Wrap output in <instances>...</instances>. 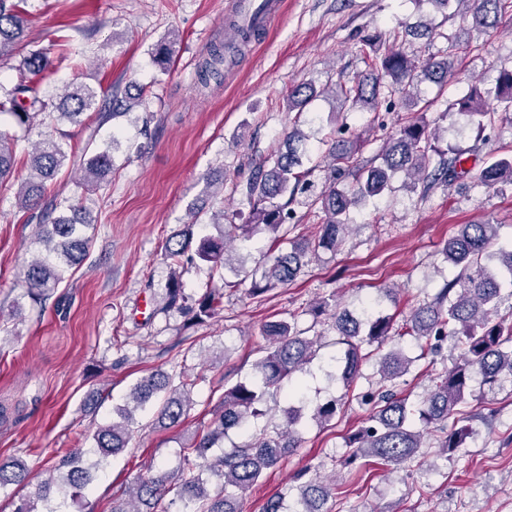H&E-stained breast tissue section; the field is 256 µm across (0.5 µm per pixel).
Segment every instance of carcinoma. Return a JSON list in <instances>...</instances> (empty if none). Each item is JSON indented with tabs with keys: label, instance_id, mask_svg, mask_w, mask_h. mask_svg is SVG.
Instances as JSON below:
<instances>
[{
	"label": "carcinoma",
	"instance_id": "1",
	"mask_svg": "<svg viewBox=\"0 0 512 512\" xmlns=\"http://www.w3.org/2000/svg\"><path fill=\"white\" fill-rule=\"evenodd\" d=\"M26 0H0V57L13 55L22 47L26 19L23 4ZM453 14L472 20L483 32L494 30L505 17L512 18V0H430ZM412 32L393 31L383 40L375 33L362 36L368 72L351 83L336 84V133L347 128V116L355 112H374L381 102L386 108L408 109L418 106V86L428 80L444 87L455 73V58L460 44L455 36L448 38V53L419 55L410 58L402 48L403 38ZM48 56L33 51L24 57L19 78L11 88L0 93V112L12 115L24 132L35 122H50L52 128L68 121L82 123L81 117L97 113L103 125L122 115L124 100L115 95L112 111L103 112L98 106V92L89 85H76L66 92L59 103L42 96L34 77L48 70ZM316 97L310 83L295 86L288 95L291 109H303ZM457 111L480 129L493 127L500 113L512 112V69H502L495 86L481 90L478 86L457 100ZM438 128L428 122L398 119V125L382 150L369 164L357 169L355 184L343 183L346 171L354 167L362 144L358 137L340 136L333 141L325 162L304 167L310 161L306 136L294 128L285 134L286 147L278 151L273 166H255L241 195L250 208L246 224H227L220 237L194 240L191 229L181 232L182 239L166 246V257L172 267L173 282L167 289V307L175 308L192 322H203L224 310V293L215 280H224L230 249L236 241H248L261 232L273 237L265 257L260 278L247 289L257 297L269 290L293 282L303 267L324 251L342 248L354 224L351 213L363 199L383 195L401 175L415 185L426 179L425 188L448 184L468 174L467 159L457 154L452 159L439 157L435 141ZM77 163V156L68 153L63 139L48 133L36 141L30 155V172L16 192L18 204L39 214L34 237L44 246V252L29 261L24 280L30 293L47 296L63 278L65 267L81 260L88 252L92 236L86 229L92 226L85 208L69 204V217H55L54 202H45L44 184L54 179L67 164ZM17 166L15 139L0 135V183L12 179ZM87 182L94 185L112 172V147L99 146L80 162ZM323 173L324 185L313 191L314 172ZM505 181L512 182V153L485 162L477 177V185L492 188ZM307 199L309 207L322 212L316 231L309 236L289 241L286 252L279 251L280 231L287 224H296L292 204L297 197ZM499 236V225L490 222L464 224L460 231L439 249L443 259L458 269V275L446 281L431 298L413 305L410 315L401 326L394 327L393 317L376 313L361 320L347 311L336 312V306L323 299L315 302L311 312L325 315L344 346L339 375L346 390L355 389L363 364L376 358L379 387L358 393L356 398L372 405L361 428L349 439L352 452L347 463L373 458L387 465H411L424 458L428 434L437 433V447L453 452L462 447L466 429H448V421L458 420L460 405L466 396H474L472 384L479 381L484 389L492 390L505 378H512V316L501 313L504 299L512 298V248L492 251ZM495 266L489 265L492 258ZM201 262L208 266L209 279L204 292L188 303L179 285L184 264ZM410 336L420 349L418 358L439 352L443 343L451 341L458 355L452 366H443L436 374L433 388L417 407L408 405V398L399 396L398 380L409 373L415 359L400 346L401 338ZM265 345L262 356L254 364L253 377L224 390V397L213 408L209 426L197 433L193 442L184 448L182 469L192 472L177 486V496L192 512H241L243 495L255 485L264 472L276 466L287 454L300 446L301 426L309 410L310 419L326 423L336 417L339 405L331 400L311 406L301 396L299 374L305 371L316 355L317 339L307 336L298 327L296 316L288 320L271 321L262 333ZM185 374L150 376L138 381L130 390L124 404L114 408L117 419L99 427L92 435L88 448H59L55 466L56 484L62 495L77 500L93 483L91 468L85 457L94 455L101 460L127 447L134 415L158 393H165L158 406L159 423L173 426L181 420L190 393ZM285 393L288 408L283 410V424L272 431L261 430L248 441L224 449L212 459L213 446L236 429L249 432L254 420L266 415L267 399ZM28 478L25 464L15 458L0 459V488L23 486ZM170 474H163L137 483L126 499H112V512H170L171 504H163L172 490ZM214 483L213 492L205 485ZM332 494L331 485L317 479H307L267 500L264 512H323L321 503ZM47 495L44 485L19 499L15 512H41L38 501Z\"/></svg>",
	"mask_w": 512,
	"mask_h": 512
}]
</instances>
